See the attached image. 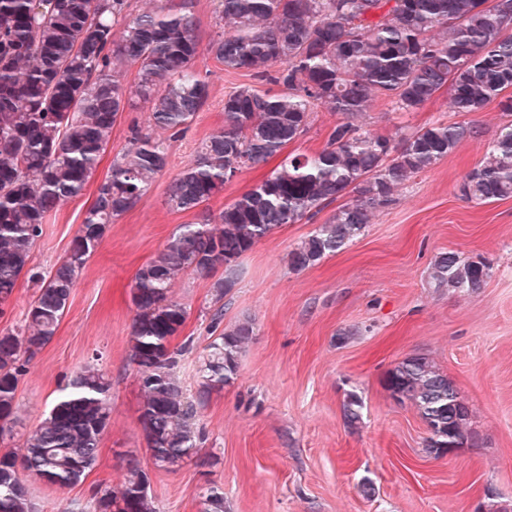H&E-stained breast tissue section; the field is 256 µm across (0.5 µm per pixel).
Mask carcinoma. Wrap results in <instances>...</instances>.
<instances>
[{
    "mask_svg": "<svg viewBox=\"0 0 512 512\" xmlns=\"http://www.w3.org/2000/svg\"><path fill=\"white\" fill-rule=\"evenodd\" d=\"M221 32L201 44L192 0H154L133 15L129 0H0V304L26 274L37 286L23 323L0 332V441L13 438L19 377L53 338L73 289L107 225L133 208L168 162L167 139L182 136L209 97L196 70L203 53L224 70L245 71L284 87H241L224 97V127L211 134L172 181L176 211L205 206L228 175L264 164L309 125L314 108L339 116L326 146L295 155L217 216L178 225L158 255L136 273L129 339L143 400L138 423L152 464L167 471L200 456L205 434L197 407L233 382L254 334L251 319L215 337L201 363L195 397L176 376L185 348H173L187 310L171 289L188 273H223L212 285L224 297L236 285L239 259L274 229L296 224L326 204L346 202L288 253L303 271L352 243L376 212L415 175L478 135L471 122L437 120L401 141L359 125L376 100L413 112L443 89L453 111L470 114L497 100L512 112V0H213ZM137 68L129 85L124 68ZM148 104L161 137L131 129L130 148L113 161L67 255L48 272L31 265L48 215L83 194L119 113ZM461 196L486 203L512 198V121L500 125ZM491 265L455 250L439 253L429 272L435 288L476 294ZM385 386L415 406L429 431L426 450L461 448L469 414H453V383L424 355L398 362ZM111 382L94 363L73 371L49 415L29 432L23 453L0 455V512H34L24 470L70 487L94 466L112 415ZM361 398L347 393V426L361 419ZM93 512H159L150 479L135 460L117 490L92 491ZM203 512H224L212 487Z\"/></svg>",
    "mask_w": 512,
    "mask_h": 512,
    "instance_id": "1",
    "label": "carcinoma"
}]
</instances>
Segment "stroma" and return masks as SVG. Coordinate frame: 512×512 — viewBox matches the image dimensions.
<instances>
[{"label": "stroma", "instance_id": "1", "mask_svg": "<svg viewBox=\"0 0 512 512\" xmlns=\"http://www.w3.org/2000/svg\"><path fill=\"white\" fill-rule=\"evenodd\" d=\"M196 68L209 99L186 135L169 147L167 167L132 209L109 224L74 288L55 336L21 377L14 437L0 454L19 450L49 412L65 375L98 359L112 382V418L85 479L61 488L31 475L37 512H88L92 489L123 482L129 461L150 474L160 512H201L208 488L224 493L226 512H475L494 498L512 512V198L476 204L461 197L465 175L481 161L497 127L512 117L497 102L469 116L479 137L398 189L365 233L315 266L296 272L288 254L333 213L273 230L239 261L235 287L216 298L212 278L188 274L173 297L187 309L173 342L183 348L177 374L197 389V368L211 334L245 318L254 335L239 358L238 377L199 408L197 425L217 465L193 459L173 472L153 468L138 424L140 387L129 359L137 270L163 249L198 211L168 207L167 189L198 144L224 124V97L242 86L278 93V85L247 72H228L209 55ZM457 121L447 92L422 108L400 112L380 101L360 122L386 135H405L436 120ZM144 104L118 116L102 160L83 195L60 205L43 226L32 263L49 270L68 252L110 174L129 148L130 129L146 126ZM337 117L315 109L289 154H312L327 143ZM279 158L238 172L208 203L211 214L261 183ZM456 250L491 264L479 293L427 284L436 255ZM220 323H213L216 311ZM350 332L338 343L340 332ZM412 354L433 359L470 409L472 440L451 456L425 450L428 431L415 407L397 403L384 377ZM362 399L357 427L343 420L348 392Z\"/></svg>", "mask_w": 512, "mask_h": 512}]
</instances>
